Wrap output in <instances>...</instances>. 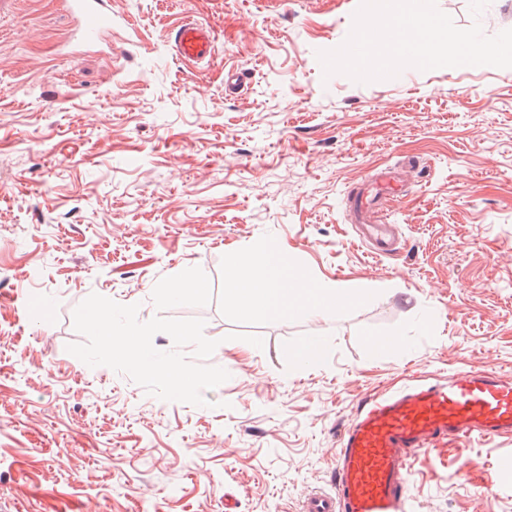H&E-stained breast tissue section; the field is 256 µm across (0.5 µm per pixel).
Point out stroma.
<instances>
[{"label": "stroma", "mask_w": 512, "mask_h": 512, "mask_svg": "<svg viewBox=\"0 0 512 512\" xmlns=\"http://www.w3.org/2000/svg\"><path fill=\"white\" fill-rule=\"evenodd\" d=\"M356 2L112 0L111 36L66 57L56 0L0 8V512H300L331 489L364 401L463 369L512 377V68L324 77L316 53L344 41ZM436 4L461 28L512 29V0L477 18L470 0ZM187 16L212 29V62L172 56ZM408 159V191L378 215L399 249L378 256L347 197ZM267 246L301 284L371 300L320 319L239 312L225 258ZM187 263L206 296L166 301ZM93 293L143 322L204 320L229 379L195 406L88 366L67 347ZM308 336L326 339L313 367L289 357ZM375 337L395 340L380 358ZM507 453L512 436L421 454L414 512H512V475L484 486Z\"/></svg>", "instance_id": "1"}]
</instances>
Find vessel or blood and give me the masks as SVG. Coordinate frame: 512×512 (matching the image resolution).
<instances>
[{"instance_id":"vessel-or-blood-1","label":"vessel or blood","mask_w":512,"mask_h":512,"mask_svg":"<svg viewBox=\"0 0 512 512\" xmlns=\"http://www.w3.org/2000/svg\"><path fill=\"white\" fill-rule=\"evenodd\" d=\"M61 6L75 23L72 47L97 46L111 33L110 0H62ZM172 48L178 60L199 64L212 59L214 36L208 26L186 20L176 29ZM404 187L389 167L348 195L359 236L375 253L395 250L390 225L378 223L376 214ZM506 434H512V378L493 370H461L444 381L415 383L374 398L341 436L333 491L310 493L302 512H414L411 474L419 453L451 438Z\"/></svg>"}]
</instances>
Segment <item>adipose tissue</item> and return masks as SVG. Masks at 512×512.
<instances>
[{
	"label": "adipose tissue",
	"mask_w": 512,
	"mask_h": 512,
	"mask_svg": "<svg viewBox=\"0 0 512 512\" xmlns=\"http://www.w3.org/2000/svg\"><path fill=\"white\" fill-rule=\"evenodd\" d=\"M370 297L368 291L346 290L331 282L308 287L297 283L276 248H265L247 259L230 255L224 265V299L249 315L318 319Z\"/></svg>",
	"instance_id": "obj_1"
}]
</instances>
